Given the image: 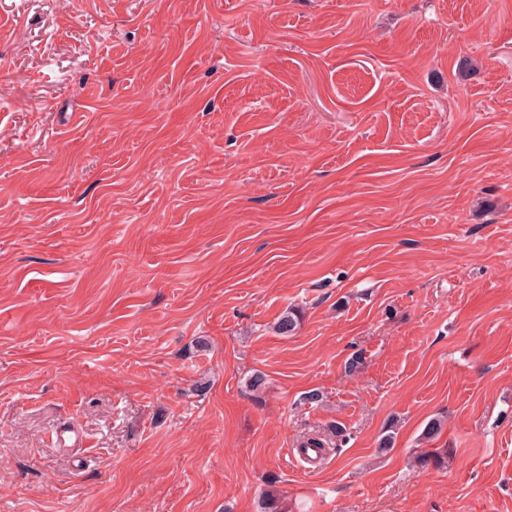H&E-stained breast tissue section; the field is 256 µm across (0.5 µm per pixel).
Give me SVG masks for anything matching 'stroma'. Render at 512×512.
Wrapping results in <instances>:
<instances>
[{
	"instance_id": "35a3bbf8",
	"label": "stroma",
	"mask_w": 512,
	"mask_h": 512,
	"mask_svg": "<svg viewBox=\"0 0 512 512\" xmlns=\"http://www.w3.org/2000/svg\"><path fill=\"white\" fill-rule=\"evenodd\" d=\"M272 487L512 512V0H0V512Z\"/></svg>"
}]
</instances>
